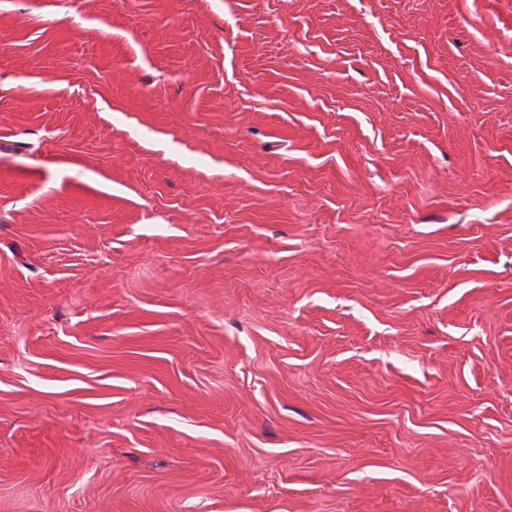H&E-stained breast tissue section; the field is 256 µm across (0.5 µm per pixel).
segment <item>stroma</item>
<instances>
[{"mask_svg":"<svg viewBox=\"0 0 512 512\" xmlns=\"http://www.w3.org/2000/svg\"><path fill=\"white\" fill-rule=\"evenodd\" d=\"M0 512H512V0H0Z\"/></svg>","mask_w":512,"mask_h":512,"instance_id":"stroma-1","label":"stroma"}]
</instances>
